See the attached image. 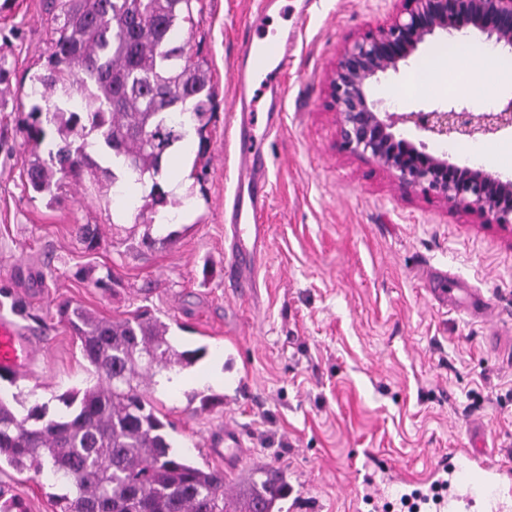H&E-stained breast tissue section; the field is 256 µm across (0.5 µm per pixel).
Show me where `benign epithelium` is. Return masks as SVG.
<instances>
[{"label":"benign epithelium","mask_w":512,"mask_h":512,"mask_svg":"<svg viewBox=\"0 0 512 512\" xmlns=\"http://www.w3.org/2000/svg\"><path fill=\"white\" fill-rule=\"evenodd\" d=\"M391 21L346 45L329 84L330 107L339 114L345 148L370 155L394 171L406 187L423 189L451 202L512 224V178L461 166L427 151L429 140L491 137L512 132V99L490 112H472L455 101L410 112H389L368 100L373 80L400 67L438 32L472 27L512 50V0H404ZM409 125L418 139L399 137Z\"/></svg>","instance_id":"obj_1"}]
</instances>
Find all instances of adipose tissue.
Instances as JSON below:
<instances>
[{"instance_id":"ef3b65f1","label":"adipose tissue","mask_w":512,"mask_h":512,"mask_svg":"<svg viewBox=\"0 0 512 512\" xmlns=\"http://www.w3.org/2000/svg\"><path fill=\"white\" fill-rule=\"evenodd\" d=\"M462 60L468 61L480 72V100L493 98L502 83L512 82V57L502 56L489 47L470 43L459 35L449 40L447 46L424 58V68L416 73L413 81L414 90L427 91L443 74L451 72Z\"/></svg>"}]
</instances>
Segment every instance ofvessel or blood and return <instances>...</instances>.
I'll return each instance as SVG.
<instances>
[{
    "label": "vessel or blood",
    "mask_w": 512,
    "mask_h": 512,
    "mask_svg": "<svg viewBox=\"0 0 512 512\" xmlns=\"http://www.w3.org/2000/svg\"><path fill=\"white\" fill-rule=\"evenodd\" d=\"M292 46L284 41H257L244 37L240 46L242 68L237 74L234 110L238 114L236 191L226 205L227 229L234 249L226 275L234 287L246 292L253 288L267 245V227L258 218L269 195L266 161L262 154L265 138L277 131L283 120L286 90L281 71L292 58ZM34 349L15 325L0 319V370L23 372ZM241 445L230 428L212 434L208 440L214 458L228 460ZM433 485H447L438 501L439 512H512V470L489 461L479 448H464L459 454L438 459L427 473Z\"/></svg>",
    "instance_id": "obj_1"
}]
</instances>
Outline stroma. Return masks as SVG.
<instances>
[{"instance_id":"obj_1","label":"stroma","mask_w":512,"mask_h":512,"mask_svg":"<svg viewBox=\"0 0 512 512\" xmlns=\"http://www.w3.org/2000/svg\"><path fill=\"white\" fill-rule=\"evenodd\" d=\"M258 0H193L180 38L207 60L215 89L201 152L143 180L133 205L112 188L65 181L35 193L26 167L45 144L23 125L30 88L46 74L53 24L42 0H0V318L38 354L0 392L22 393L57 411L60 394L96 380L80 344L57 316L64 301L106 318L149 308L183 349L206 356L176 384L151 389L171 436L200 466L223 471L239 490L260 467L285 475L283 512H356L364 468L384 460L414 481L442 455L480 443L512 467V230L466 210L345 149L328 86L343 48L390 21L401 0H315L298 19L280 0L254 37L295 36L283 74L284 123L265 142L270 198L262 217L267 248L257 286L229 287L224 199L235 187L236 71L244 21ZM410 66L374 82L371 99L393 110L448 100L471 111L479 88L445 76L410 94ZM503 137L432 142L451 162L512 177V163L474 157ZM179 183L176 206H156L153 185ZM90 225L87 246L77 229ZM445 276L452 297L435 294ZM20 302L24 313L12 310ZM195 391L223 396L200 409ZM229 426L241 436L234 464L209 456L206 437ZM0 492L29 512H53L58 489L0 466Z\"/></svg>"}]
</instances>
